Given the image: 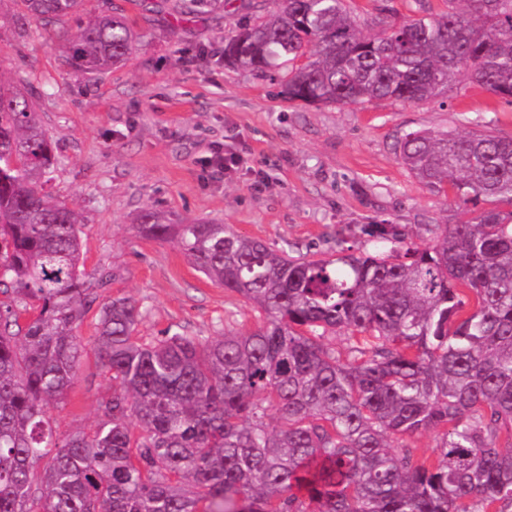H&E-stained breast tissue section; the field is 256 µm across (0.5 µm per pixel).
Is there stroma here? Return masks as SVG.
I'll return each instance as SVG.
<instances>
[{"mask_svg": "<svg viewBox=\"0 0 512 512\" xmlns=\"http://www.w3.org/2000/svg\"><path fill=\"white\" fill-rule=\"evenodd\" d=\"M178 0H85L80 21L125 13L138 43L124 65L89 77L62 65L46 26L22 27L15 0H0V74L25 78L42 95L35 110L61 163L44 187L83 220L85 268L114 272L107 296L133 298L145 315L137 335L202 340L246 331L253 308L194 268L171 244L141 237L145 209L170 223L227 224L296 258L373 245L362 229L394 224L417 246L431 224L454 223L455 196H441L401 164L396 143L412 130L458 131L469 120L512 136V104L459 85L445 102L381 100L358 107L289 102L279 83L224 64V38L272 0H211L180 19ZM359 29L379 14L418 16L415 0H349ZM232 157L220 166L216 156ZM98 307L76 330L85 353L62 403L49 414L59 437L95 427L112 382L96 352Z\"/></svg>", "mask_w": 512, "mask_h": 512, "instance_id": "1", "label": "stroma"}]
</instances>
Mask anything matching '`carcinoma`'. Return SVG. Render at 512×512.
Masks as SVG:
<instances>
[{
	"label": "carcinoma",
	"instance_id": "obj_1",
	"mask_svg": "<svg viewBox=\"0 0 512 512\" xmlns=\"http://www.w3.org/2000/svg\"><path fill=\"white\" fill-rule=\"evenodd\" d=\"M22 24L77 15L80 0H18ZM347 0H278L224 39V61L258 77L288 67V99L419 103L465 82L512 102V0H447L441 14L361 32ZM135 33L106 10L63 61L89 75L125 62ZM0 76V512H512V137L415 130L402 164L438 192L492 207L436 224L423 248L395 224L374 252L336 244L294 258L224 224L140 236L176 246L258 313L212 341L136 336L131 298L100 309L97 355L112 379L95 430L54 439L48 410L73 384L85 308L115 278L85 272L82 221L43 192L58 165L32 99ZM473 294L465 310L460 290ZM351 335L349 355L328 342ZM278 413L271 422V411ZM433 431L435 463L404 440Z\"/></svg>",
	"mask_w": 512,
	"mask_h": 512
}]
</instances>
